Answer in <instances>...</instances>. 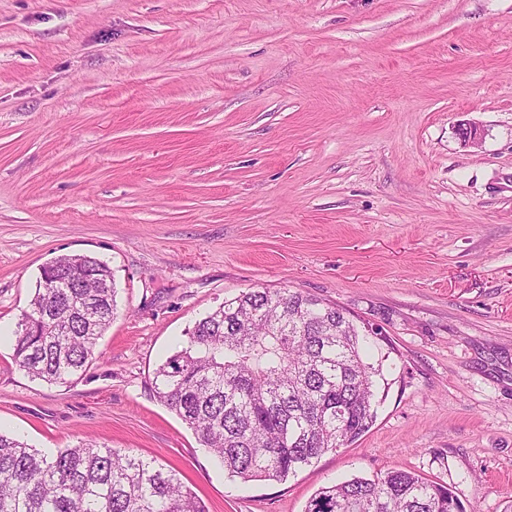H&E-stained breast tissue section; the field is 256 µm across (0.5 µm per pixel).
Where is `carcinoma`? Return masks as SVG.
I'll return each mask as SVG.
<instances>
[{"label": "carcinoma", "instance_id": "cac0c4a2", "mask_svg": "<svg viewBox=\"0 0 512 512\" xmlns=\"http://www.w3.org/2000/svg\"><path fill=\"white\" fill-rule=\"evenodd\" d=\"M117 313L109 266L62 255L44 266L14 333V362L67 384ZM344 312L299 291L261 288L199 320L154 372L156 396L244 481L282 482L373 423L374 377ZM0 512H206L154 460L85 438L45 454L0 431ZM305 512H465L446 486L405 470L321 488Z\"/></svg>", "mask_w": 512, "mask_h": 512}]
</instances>
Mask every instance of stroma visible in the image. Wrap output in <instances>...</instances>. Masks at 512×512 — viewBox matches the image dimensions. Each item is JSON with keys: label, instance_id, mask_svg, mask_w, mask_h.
I'll return each instance as SVG.
<instances>
[{"label": "stroma", "instance_id": "1", "mask_svg": "<svg viewBox=\"0 0 512 512\" xmlns=\"http://www.w3.org/2000/svg\"><path fill=\"white\" fill-rule=\"evenodd\" d=\"M73 254L118 311L49 384L10 334ZM258 288L338 305L382 368L372 426L283 482L231 476L152 388ZM0 329L1 430L155 460L208 512H305L395 468L506 512L512 0H0Z\"/></svg>", "mask_w": 512, "mask_h": 512}]
</instances>
